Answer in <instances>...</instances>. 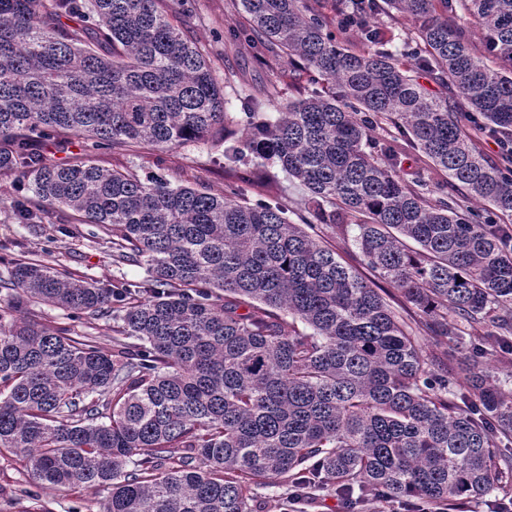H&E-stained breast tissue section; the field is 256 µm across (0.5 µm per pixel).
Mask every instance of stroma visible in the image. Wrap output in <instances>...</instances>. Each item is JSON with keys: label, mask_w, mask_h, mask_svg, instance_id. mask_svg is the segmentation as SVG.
Segmentation results:
<instances>
[{"label": "stroma", "mask_w": 512, "mask_h": 512, "mask_svg": "<svg viewBox=\"0 0 512 512\" xmlns=\"http://www.w3.org/2000/svg\"><path fill=\"white\" fill-rule=\"evenodd\" d=\"M176 21L207 53L214 75L224 85V110L229 116L241 117L244 100L264 89L277 87L285 97L307 88L306 76L293 65L284 60L266 63L257 50L239 42L236 30L243 27L244 21L232 10L231 0H181ZM224 148L222 140L209 138L175 148L142 145L119 155L107 150H89L83 139L76 137L65 149L55 141L44 142L41 154L45 163L60 164L87 152L96 164L106 169L128 166L142 177L161 176L177 184L221 193L234 181L224 166ZM26 193L27 183L18 175H0L1 242H21L27 253L51 251L60 265L105 284L118 278L137 282L146 277L145 266L113 263L108 244L90 238V225H83L82 235L71 238L17 220L11 207ZM386 301L413 328L423 355L454 364L464 358L465 345L432 335L422 326L418 315L404 305L398 293L387 295ZM106 496L103 490L89 495L77 489L40 488L12 454L0 453V512H70L74 506L97 512L100 501Z\"/></svg>", "instance_id": "35a3bbf8"}]
</instances>
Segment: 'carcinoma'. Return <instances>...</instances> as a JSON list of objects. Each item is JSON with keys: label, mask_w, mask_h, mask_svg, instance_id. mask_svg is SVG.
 <instances>
[{"label": "carcinoma", "mask_w": 512, "mask_h": 512, "mask_svg": "<svg viewBox=\"0 0 512 512\" xmlns=\"http://www.w3.org/2000/svg\"><path fill=\"white\" fill-rule=\"evenodd\" d=\"M233 7L247 43L322 85L248 98L238 140L224 86L159 0H0V173L29 184L16 216L49 224L73 211L117 263L147 272L101 285L0 243V450L41 488L109 490L100 512H264L252 486L280 479L292 502L329 490L347 512L371 494L444 509L489 493L512 472V393L481 345L459 371L424 357L371 282L309 229L355 226L365 265L434 335L478 324L508 340L512 224L494 217H512V153L488 161L450 97L469 99L479 131L512 136V0H335L359 49L309 0ZM76 14L84 25H61ZM382 15L402 18L405 35ZM385 124L396 133L371 140ZM65 134L114 151L215 136L240 182L270 161L307 198L295 222L276 199L86 157L44 163L42 142L63 148ZM400 137L491 216L404 180ZM36 304L116 320L112 350L29 319Z\"/></svg>", "instance_id": "cac0c4a2"}]
</instances>
